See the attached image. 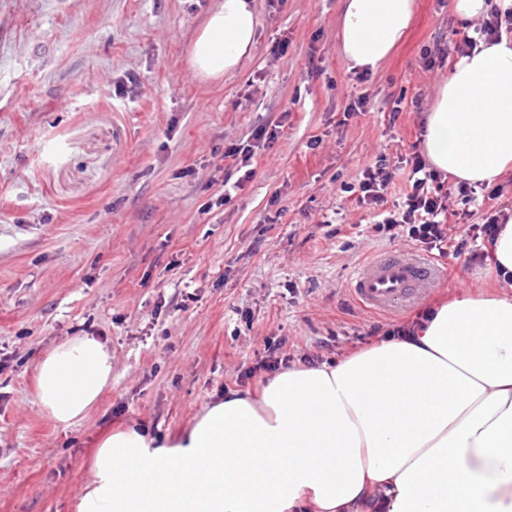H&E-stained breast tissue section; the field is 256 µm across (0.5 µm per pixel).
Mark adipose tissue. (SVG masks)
Wrapping results in <instances>:
<instances>
[{
    "label": "adipose tissue",
    "instance_id": "adipose-tissue-1",
    "mask_svg": "<svg viewBox=\"0 0 512 512\" xmlns=\"http://www.w3.org/2000/svg\"><path fill=\"white\" fill-rule=\"evenodd\" d=\"M415 0H341L339 53L376 70L403 42ZM252 0H218L189 48L205 80L256 43ZM438 170L473 185L512 173V37L458 57L422 137ZM112 384V354L83 336L52 347L39 405L70 427ZM76 512H512V297L461 291L415 335L332 365L293 367L256 394L230 391L187 431L138 426L98 444Z\"/></svg>",
    "mask_w": 512,
    "mask_h": 512
}]
</instances>
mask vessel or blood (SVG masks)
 Instances as JSON below:
<instances>
[{
    "label": "vessel or blood",
    "mask_w": 512,
    "mask_h": 512,
    "mask_svg": "<svg viewBox=\"0 0 512 512\" xmlns=\"http://www.w3.org/2000/svg\"><path fill=\"white\" fill-rule=\"evenodd\" d=\"M440 276L430 258L392 250L360 266L350 281V290L366 309L392 313L421 299L438 284Z\"/></svg>",
    "instance_id": "vessel-or-blood-1"
}]
</instances>
